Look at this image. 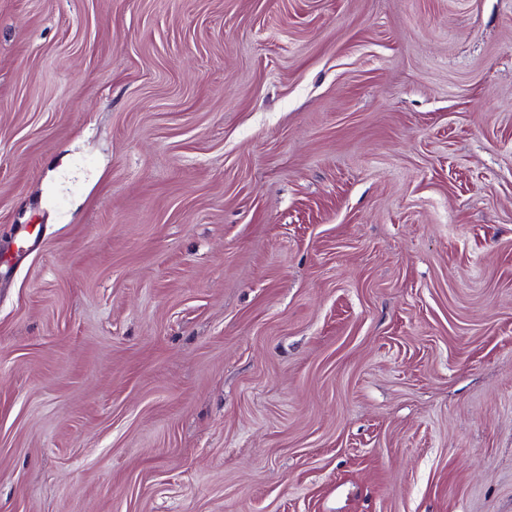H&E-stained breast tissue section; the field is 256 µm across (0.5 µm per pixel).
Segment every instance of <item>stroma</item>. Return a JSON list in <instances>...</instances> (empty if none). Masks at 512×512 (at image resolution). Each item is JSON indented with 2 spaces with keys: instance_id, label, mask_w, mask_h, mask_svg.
<instances>
[{
  "instance_id": "obj_1",
  "label": "stroma",
  "mask_w": 512,
  "mask_h": 512,
  "mask_svg": "<svg viewBox=\"0 0 512 512\" xmlns=\"http://www.w3.org/2000/svg\"><path fill=\"white\" fill-rule=\"evenodd\" d=\"M0 512H512V0H0Z\"/></svg>"
}]
</instances>
